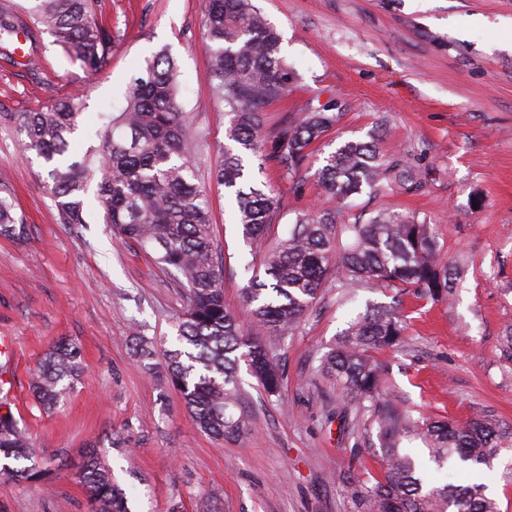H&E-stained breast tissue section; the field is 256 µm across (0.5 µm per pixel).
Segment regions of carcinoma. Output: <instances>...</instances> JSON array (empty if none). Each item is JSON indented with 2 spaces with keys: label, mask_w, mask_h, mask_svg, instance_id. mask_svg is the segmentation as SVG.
I'll list each match as a JSON object with an SVG mask.
<instances>
[{
  "label": "carcinoma",
  "mask_w": 512,
  "mask_h": 512,
  "mask_svg": "<svg viewBox=\"0 0 512 512\" xmlns=\"http://www.w3.org/2000/svg\"><path fill=\"white\" fill-rule=\"evenodd\" d=\"M28 20L0 4V35L26 24L31 40L48 33L74 61L99 71L112 53V30L99 23L98 0H29ZM210 43L212 93L229 117V144L216 168V181L233 198L236 223L247 243L263 240L281 208V196L265 182L245 180V160L258 170L277 166L287 177L303 178L312 168L314 145L343 118L344 105L330 99L295 113L276 135L264 132V108L284 96L297 79L281 56V36L254 0H208L204 19ZM179 69L167 50L145 61L131 78L126 105L102 115L99 145L82 156H68L69 136L81 115L72 98L47 111L20 117L26 146L48 166L51 191L62 224H85L86 198L96 182V202L115 237L151 249L157 264L187 286V304L177 323L181 347L165 353L164 371L180 391L195 424L217 440L242 441L247 426L239 394L244 364L269 394L279 391L282 370L259 337L246 332L224 307L222 260L213 240L207 191L195 182V148L187 135L188 113L178 101ZM314 169V168H312ZM324 192L338 200L336 210L298 213L288 237L268 254L264 275L254 274L243 289L252 323L288 336L320 298L336 284L340 299H355L360 287L393 292L388 305H370L344 330L337 346L323 355L319 371L336 381L355 417L377 426L381 471L371 476L361 499L363 512H499L485 487L473 484L427 489L424 462L441 469L448 463L487 465L512 445V430L489 412L464 423L420 422L397 407L385 389V365L374 354L403 341L407 315L399 297L411 293L432 301L452 297V268L442 253L434 225L414 214L379 210L365 218L347 200L393 186L417 184L403 159H384L371 141L349 139L323 157L314 169ZM25 238L14 206L0 196V236ZM80 370V350L58 342L44 354L30 389L51 409L70 393ZM419 439L426 460L404 452ZM0 452L13 464L0 471L17 483L43 481L49 463L34 462L26 429L11 411L0 414ZM91 512H131L128 500L96 449L79 466Z\"/></svg>",
  "instance_id": "obj_1"
}]
</instances>
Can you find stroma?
<instances>
[{
    "mask_svg": "<svg viewBox=\"0 0 512 512\" xmlns=\"http://www.w3.org/2000/svg\"><path fill=\"white\" fill-rule=\"evenodd\" d=\"M277 28L298 78L264 112L267 132L292 112L336 97L345 114L318 145L326 156L344 140H374L385 157L407 158L418 189L393 187L352 197L355 213L404 211L435 225L459 269L453 297L406 296L402 348L380 353L386 386L413 416L465 421L492 410L512 427V367L496 352L512 326V0H256ZM205 0H100L111 25L112 55L90 74L53 44L38 40V72L0 62V192L10 193L25 241L0 236V402L36 440V455L56 466L43 483L21 486L0 475V512H89L77 478L86 448H97L124 489L132 512H358L365 473L380 470L377 430L346 427L332 381L318 374L366 302L387 303L384 289H359L341 304L324 289L293 335L263 333L284 371L267 394L241 372L247 443L196 428L181 395L149 371L137 353L147 339L162 363L178 348L176 324L185 285L133 242L115 239L96 204L82 225L63 224L47 170L25 151L18 118L72 96L82 115L74 154L97 145L103 112H120L135 65L167 49L180 70L179 102L190 116L197 169L212 207L214 242L223 257L224 305L243 325L242 290L268 251L288 235L295 214L337 205L314 179L294 186L269 169L282 207L263 242L245 243L216 164L228 119L212 94L204 36ZM81 350L82 375L58 409L29 389L31 372L54 343ZM363 452L352 458V445ZM479 480L501 512H512V447L491 465L427 468L430 488Z\"/></svg>",
    "mask_w": 512,
    "mask_h": 512,
    "instance_id": "1",
    "label": "stroma"
}]
</instances>
